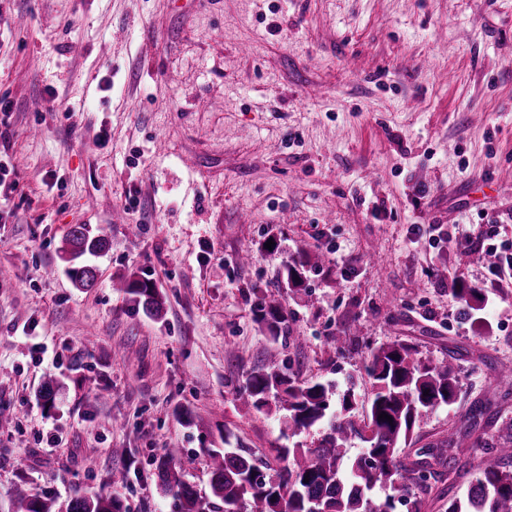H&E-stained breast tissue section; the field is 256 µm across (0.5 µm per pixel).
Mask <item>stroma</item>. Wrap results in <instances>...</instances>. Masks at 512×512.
<instances>
[{"label":"stroma","instance_id":"obj_1","mask_svg":"<svg viewBox=\"0 0 512 512\" xmlns=\"http://www.w3.org/2000/svg\"><path fill=\"white\" fill-rule=\"evenodd\" d=\"M0 97V512L21 484L177 512L166 449L205 495L225 438L268 463L315 447L239 396L275 363L363 408L371 348L461 352L421 448L512 371V278L470 259L512 240V0H0ZM76 224L108 240L91 288L61 251ZM315 252L308 295L279 288ZM132 279L162 318L116 290ZM458 281L487 293L480 322ZM270 294L290 339L255 321ZM129 294L139 297L145 311L151 316H159L162 311V299L154 284L147 281H128L119 287Z\"/></svg>","mask_w":512,"mask_h":512}]
</instances>
